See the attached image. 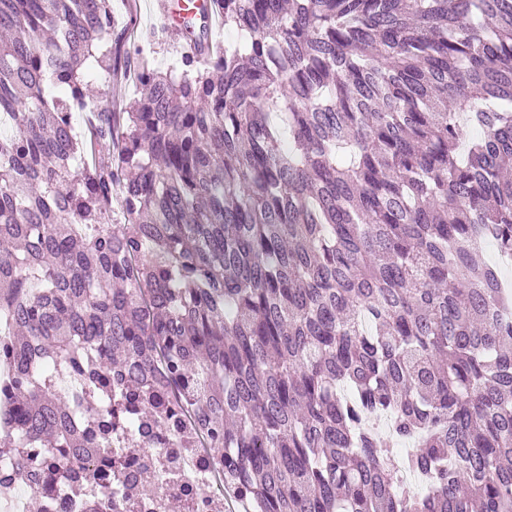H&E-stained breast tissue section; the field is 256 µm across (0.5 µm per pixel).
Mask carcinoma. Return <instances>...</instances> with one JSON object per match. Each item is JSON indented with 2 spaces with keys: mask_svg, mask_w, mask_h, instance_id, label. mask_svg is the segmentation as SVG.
<instances>
[{
  "mask_svg": "<svg viewBox=\"0 0 512 512\" xmlns=\"http://www.w3.org/2000/svg\"><path fill=\"white\" fill-rule=\"evenodd\" d=\"M211 2L224 49L189 20L163 72L111 0H0V457L39 512L61 482L112 512L105 449L152 428L250 512H512V295L476 247L512 258V0ZM102 57L141 93L87 144Z\"/></svg>",
  "mask_w": 512,
  "mask_h": 512,
  "instance_id": "1",
  "label": "carcinoma"
}]
</instances>
